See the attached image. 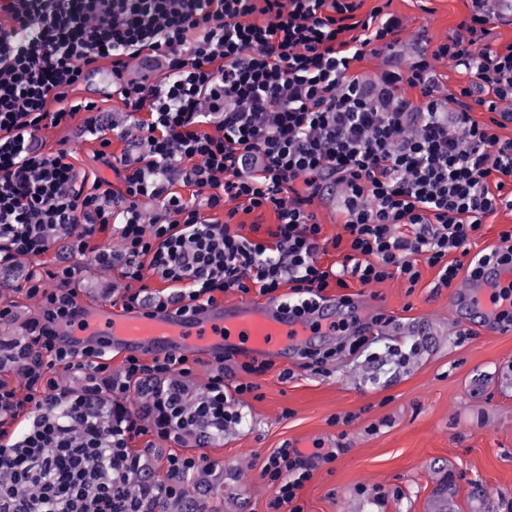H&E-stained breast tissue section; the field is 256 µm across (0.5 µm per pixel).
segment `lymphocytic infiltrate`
<instances>
[{"mask_svg":"<svg viewBox=\"0 0 512 512\" xmlns=\"http://www.w3.org/2000/svg\"><path fill=\"white\" fill-rule=\"evenodd\" d=\"M470 2L432 54L367 83L350 68L393 49L391 0L366 15L361 0H0V266L65 238L72 253L121 266L138 282L122 297L126 310L149 301L185 313L231 290L273 298L287 285V308L302 316L350 276L367 285L398 275L413 288L424 262L449 288L461 271L512 265V228L469 262L452 256L485 218L512 210V138L498 134L512 124V44L492 45L497 0ZM134 58L146 73L130 74ZM435 58L455 62L468 85L440 93ZM104 67L110 97L145 115L134 130L117 129L95 102L75 97ZM403 82L420 89V102L400 94ZM478 106L490 122L473 118ZM78 118L115 175L88 190L75 185L72 152L42 138ZM132 136L143 151L112 153L113 138ZM180 184L224 210L223 220L204 216ZM330 185L343 198L344 231L331 241L312 210ZM142 198L159 202L161 214L145 219ZM229 201L238 210H226ZM240 210H269L276 222L252 239L233 226ZM114 224L124 240L118 257L92 244ZM403 224L412 234L400 232ZM331 247L346 248L345 262L320 263ZM148 269L168 292L150 291ZM73 274L64 266L29 279L42 314L15 345L22 387L0 381V469L10 475L0 482V512H146L150 501L181 496L205 458L169 454L167 482L136 495L129 484L142 464L131 441L148 432L162 441L198 431L208 438L232 417L220 360L203 395L186 404L183 355L127 356L118 391L138 386L144 406L98 403L103 351L62 344L55 332L81 310ZM45 277L60 288L41 291ZM60 369L83 374L82 391L63 388ZM19 420L24 428L9 433ZM261 476L277 487L272 512H302L297 498L310 472L301 451L278 449Z\"/></svg>","mask_w":512,"mask_h":512,"instance_id":"lymphocytic-infiltrate-1","label":"lymphocytic infiltrate"}]
</instances>
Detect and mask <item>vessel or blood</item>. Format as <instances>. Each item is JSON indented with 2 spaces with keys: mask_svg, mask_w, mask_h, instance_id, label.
I'll return each mask as SVG.
<instances>
[{
  "mask_svg": "<svg viewBox=\"0 0 512 512\" xmlns=\"http://www.w3.org/2000/svg\"><path fill=\"white\" fill-rule=\"evenodd\" d=\"M512 281V269L484 267L479 276L461 284L467 316L494 321L487 302L493 289ZM361 319L328 302L305 317L288 315L282 303L233 302L204 305L179 314L156 308L124 311L106 305L85 304L80 314L58 327L65 344L93 346L140 355H204L245 352L259 358L285 360L312 345L333 343L336 337L357 331Z\"/></svg>",
  "mask_w": 512,
  "mask_h": 512,
  "instance_id": "vessel-or-blood-1",
  "label": "vessel or blood"
}]
</instances>
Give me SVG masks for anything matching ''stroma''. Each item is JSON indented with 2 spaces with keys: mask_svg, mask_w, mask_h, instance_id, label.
I'll return each instance as SVG.
<instances>
[{
  "mask_svg": "<svg viewBox=\"0 0 512 512\" xmlns=\"http://www.w3.org/2000/svg\"><path fill=\"white\" fill-rule=\"evenodd\" d=\"M469 0H393L400 21L393 54L354 63L371 80L414 51L446 41L468 12ZM48 144L68 139L78 186L111 170L94 157L96 141L47 129ZM68 264L82 303L121 308L129 282L120 267H103L70 253L59 240L38 258H18L0 274V354L38 318L28 273ZM416 288L402 277L347 289L330 299L368 297L362 318L368 341L352 350L336 344L319 368L303 359L275 362L257 376L258 395L240 396L238 422L198 446L195 438L166 442L150 435L132 443L154 483L167 480L172 453L204 454L185 489L200 494L204 512H269L275 486L262 480L263 461L288 446L311 458L299 492L303 512H512V331H494L450 310L452 291L437 287V271L422 266ZM290 379H281L283 369ZM334 452L326 463L314 448Z\"/></svg>",
  "mask_w": 512,
  "mask_h": 512,
  "instance_id": "35a3bbf8",
  "label": "stroma"
}]
</instances>
